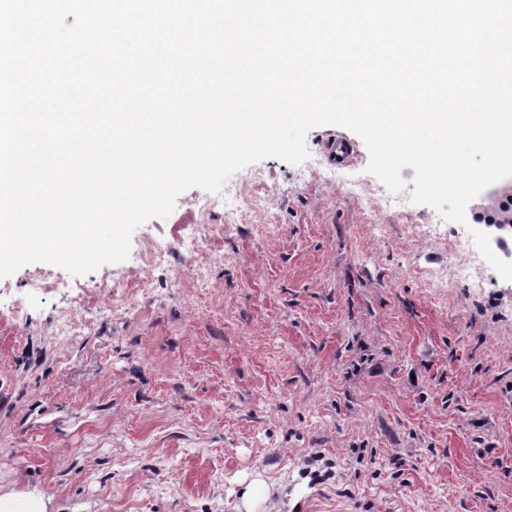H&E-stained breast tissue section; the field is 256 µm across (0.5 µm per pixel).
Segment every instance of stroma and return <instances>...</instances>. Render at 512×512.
<instances>
[{"label": "stroma", "instance_id": "stroma-1", "mask_svg": "<svg viewBox=\"0 0 512 512\" xmlns=\"http://www.w3.org/2000/svg\"><path fill=\"white\" fill-rule=\"evenodd\" d=\"M351 139L354 157L326 148ZM193 187L127 260L0 278V496L46 512H512V281L430 288L489 201L391 206L363 139L312 128ZM205 225L195 250L183 237ZM381 225L374 234L372 225ZM263 479L266 498L243 505Z\"/></svg>", "mask_w": 512, "mask_h": 512}]
</instances>
